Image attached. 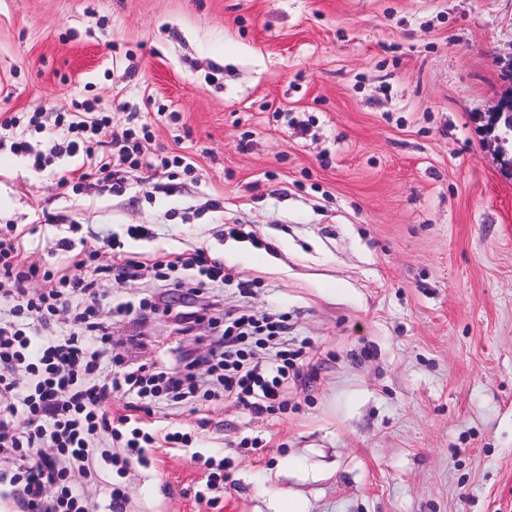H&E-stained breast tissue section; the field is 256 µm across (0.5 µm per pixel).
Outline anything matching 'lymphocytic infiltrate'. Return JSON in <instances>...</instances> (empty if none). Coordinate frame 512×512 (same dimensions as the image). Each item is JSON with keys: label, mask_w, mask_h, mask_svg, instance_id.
<instances>
[{"label": "lymphocytic infiltrate", "mask_w": 512, "mask_h": 512, "mask_svg": "<svg viewBox=\"0 0 512 512\" xmlns=\"http://www.w3.org/2000/svg\"><path fill=\"white\" fill-rule=\"evenodd\" d=\"M129 122L105 155L98 144L112 126L111 114L74 104L72 111L54 117L52 149L83 154L97 185L112 195L126 192L131 170L191 172L187 156H149L142 146L150 138L148 125L134 112ZM43 127L35 115L25 124L14 116L0 120L12 150L29 157L37 171L48 158L33 148L27 131ZM28 233L18 224L0 231V452H12L17 461L13 472H0V493L12 499L17 512H125V489L112 474L134 464L151 467L155 440L189 451L191 459L199 457L191 433H142L131 424L133 413L151 415L169 402L185 400L212 375H219L225 398L253 413L267 410L287 392L302 350L278 351L262 365L253 361L254 348L287 338L284 314L261 321L247 314L230 316L202 354L180 346L175 355L151 364L127 365L113 357L112 324L100 319L102 308L118 317L160 310L174 315L178 334L191 335L200 315L191 301L177 295L174 273L180 270L203 286L220 288L228 280L220 259L200 248L156 258L153 267L166 289L156 297L114 303L98 293V281L122 285L136 280L144 268L139 256L114 254L108 235L98 248L79 252L64 237L54 261L39 265L25 256ZM116 398L128 410L117 420L110 411Z\"/></svg>", "instance_id": "f902f5d3"}]
</instances>
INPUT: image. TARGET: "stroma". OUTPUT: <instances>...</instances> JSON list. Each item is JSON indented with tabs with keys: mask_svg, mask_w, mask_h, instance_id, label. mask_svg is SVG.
<instances>
[{
	"mask_svg": "<svg viewBox=\"0 0 512 512\" xmlns=\"http://www.w3.org/2000/svg\"><path fill=\"white\" fill-rule=\"evenodd\" d=\"M511 90L512 0H0V115L85 100L118 135L138 112L147 152L193 165L66 197L81 157L39 174L0 142V226L31 227L30 261L103 224L147 261L200 247L233 282L183 278L198 335L284 313L305 345L263 413L214 381L144 417L231 465L209 500L207 469L163 450L128 480L130 512H512V141L487 126ZM138 330L116 323L113 353L180 341L162 313L129 350Z\"/></svg>",
	"mask_w": 512,
	"mask_h": 512,
	"instance_id": "stroma-1",
	"label": "stroma"
}]
</instances>
